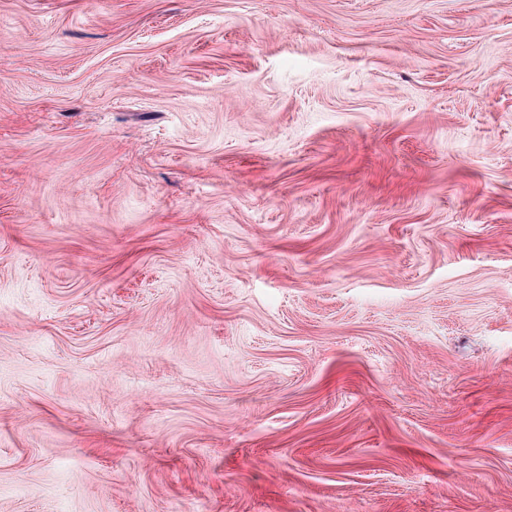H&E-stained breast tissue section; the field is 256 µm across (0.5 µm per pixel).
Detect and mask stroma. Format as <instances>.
<instances>
[{"instance_id": "obj_1", "label": "stroma", "mask_w": 512, "mask_h": 512, "mask_svg": "<svg viewBox=\"0 0 512 512\" xmlns=\"http://www.w3.org/2000/svg\"><path fill=\"white\" fill-rule=\"evenodd\" d=\"M0 512H512V0H0Z\"/></svg>"}]
</instances>
